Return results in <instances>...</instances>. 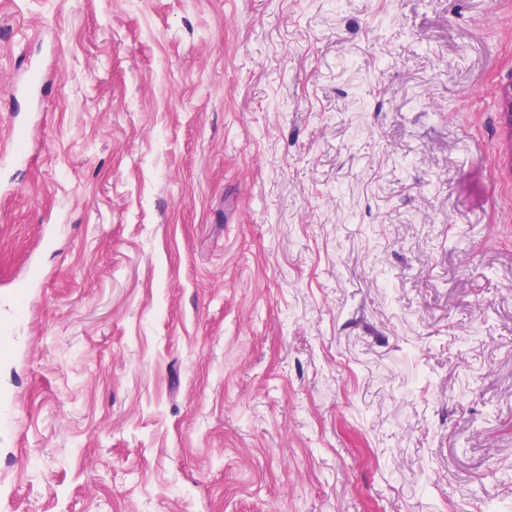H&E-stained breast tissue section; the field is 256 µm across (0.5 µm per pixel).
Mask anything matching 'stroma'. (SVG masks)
Instances as JSON below:
<instances>
[{"label":"stroma","instance_id":"stroma-1","mask_svg":"<svg viewBox=\"0 0 512 512\" xmlns=\"http://www.w3.org/2000/svg\"><path fill=\"white\" fill-rule=\"evenodd\" d=\"M0 512L512 502V0H0Z\"/></svg>","mask_w":512,"mask_h":512}]
</instances>
